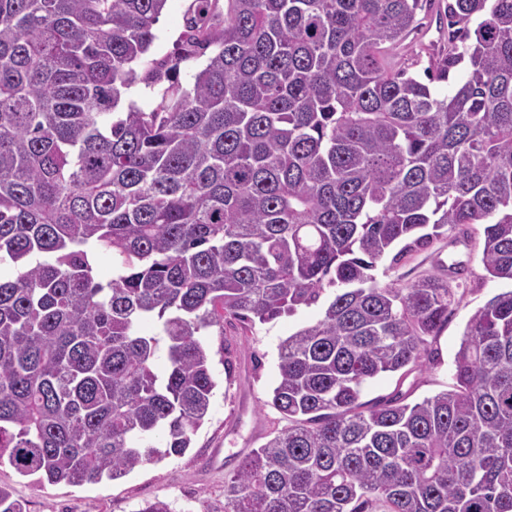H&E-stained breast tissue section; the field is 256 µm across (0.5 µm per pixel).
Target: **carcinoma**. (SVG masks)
Masks as SVG:
<instances>
[{
	"label": "carcinoma",
	"instance_id": "obj_1",
	"mask_svg": "<svg viewBox=\"0 0 512 512\" xmlns=\"http://www.w3.org/2000/svg\"><path fill=\"white\" fill-rule=\"evenodd\" d=\"M166 3L0 0V465L80 484L184 454L207 337L328 286L280 345L287 425L224 479V512H512V290L469 319L453 389L360 401L421 366L455 301L438 273L379 283L380 260L479 224L512 282V0L446 4L419 51L432 83L465 66L449 93L385 56L432 0H191L140 74ZM137 82L158 99L114 115ZM0 512L26 507L0 486Z\"/></svg>",
	"mask_w": 512,
	"mask_h": 512
}]
</instances>
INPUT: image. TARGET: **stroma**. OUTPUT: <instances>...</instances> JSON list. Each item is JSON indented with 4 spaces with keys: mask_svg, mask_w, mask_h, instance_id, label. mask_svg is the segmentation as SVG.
Returning a JSON list of instances; mask_svg holds the SVG:
<instances>
[{
    "mask_svg": "<svg viewBox=\"0 0 512 512\" xmlns=\"http://www.w3.org/2000/svg\"><path fill=\"white\" fill-rule=\"evenodd\" d=\"M189 3L168 0L148 59L173 52ZM482 250L483 231L475 224L414 248L400 261L387 258L378 264L375 275L380 283L401 286L444 270L456 301L447 326L430 340L422 369L405 377L387 373L370 380L363 388V401L402 392L415 402L449 389L455 354L470 317L491 297L512 287L487 276ZM334 295V289H326L322 302L247 331L225 328V352L212 358L217 387L211 409L184 456L144 465L117 480L82 485L43 486L5 465L0 467V485L11 488L27 512H139L155 499L170 502L174 512H224L225 475L283 426L268 404L278 380L280 343L320 319L325 301Z\"/></svg>",
    "mask_w": 512,
    "mask_h": 512,
    "instance_id": "stroma-1",
    "label": "stroma"
}]
</instances>
